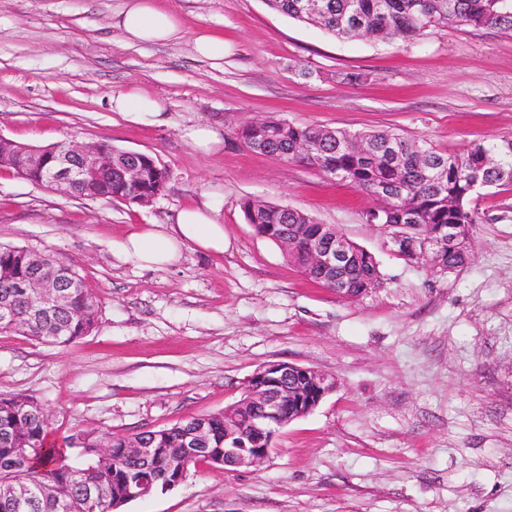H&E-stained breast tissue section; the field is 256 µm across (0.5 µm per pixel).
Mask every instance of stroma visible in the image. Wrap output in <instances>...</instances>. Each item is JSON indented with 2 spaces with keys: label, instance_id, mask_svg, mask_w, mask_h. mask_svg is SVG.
I'll return each instance as SVG.
<instances>
[{
  "label": "stroma",
  "instance_id": "stroma-1",
  "mask_svg": "<svg viewBox=\"0 0 512 512\" xmlns=\"http://www.w3.org/2000/svg\"><path fill=\"white\" fill-rule=\"evenodd\" d=\"M125 3L0 0V136L105 141L167 172L140 206L0 169V244L59 256L99 306L95 330L63 347L0 335V394L39 401L61 437L132 434L223 411L259 367L295 363L336 389L280 431L269 460L198 465L123 512H512V185L473 195L471 259L444 273L366 223L376 199L238 134L274 116L449 152L512 137V31L452 23L413 42L340 41L265 0H156L184 37L128 43L112 26ZM201 31L223 35V60L195 52ZM131 91L164 104L159 122L113 110ZM204 124L219 153L187 138ZM248 198L336 225L375 257L379 288L345 298L309 280L246 223ZM202 200L219 209L223 254L187 250L159 269L122 255L129 232Z\"/></svg>",
  "mask_w": 512,
  "mask_h": 512
}]
</instances>
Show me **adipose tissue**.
I'll return each mask as SVG.
<instances>
[{
    "label": "adipose tissue",
    "instance_id": "1",
    "mask_svg": "<svg viewBox=\"0 0 512 512\" xmlns=\"http://www.w3.org/2000/svg\"><path fill=\"white\" fill-rule=\"evenodd\" d=\"M114 26L128 42L165 44L184 35L180 19L156 7L152 0H128ZM187 249L223 252L224 226L217 221L211 202L180 210L167 230L150 226L132 232L120 245L125 256L157 268L179 261Z\"/></svg>",
    "mask_w": 512,
    "mask_h": 512
}]
</instances>
